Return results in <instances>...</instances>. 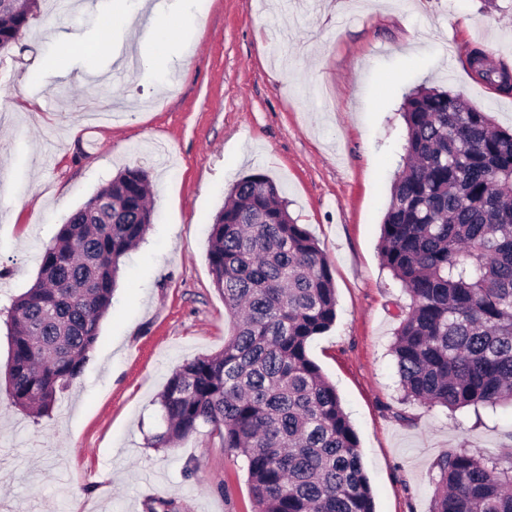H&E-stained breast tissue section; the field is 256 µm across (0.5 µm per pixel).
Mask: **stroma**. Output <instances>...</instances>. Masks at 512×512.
Segmentation results:
<instances>
[{
    "label": "stroma",
    "mask_w": 512,
    "mask_h": 512,
    "mask_svg": "<svg viewBox=\"0 0 512 512\" xmlns=\"http://www.w3.org/2000/svg\"><path fill=\"white\" fill-rule=\"evenodd\" d=\"M70 4L41 0L0 54V512H253L243 460L209 427L152 444L172 372L233 331L205 229L251 174L277 183L331 263L336 321L309 355L357 432L375 512H431L448 449H511V405L478 419L403 402L391 345L409 298L379 245L406 92L450 90L512 129V94L466 62L478 47L512 69V0H196L166 88L128 67L144 28L98 56L110 0ZM133 167L158 220L120 264L81 375L33 417L3 392L5 309L69 215Z\"/></svg>",
    "instance_id": "35a3bbf8"
}]
</instances>
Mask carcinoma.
<instances>
[{
    "instance_id": "1",
    "label": "carcinoma",
    "mask_w": 512,
    "mask_h": 512,
    "mask_svg": "<svg viewBox=\"0 0 512 512\" xmlns=\"http://www.w3.org/2000/svg\"><path fill=\"white\" fill-rule=\"evenodd\" d=\"M39 0H0V52ZM469 66L512 88L505 69ZM404 154L381 227L382 264L410 303L392 352L403 400L450 411L512 402V130L423 85L404 98ZM147 171L127 169L61 225L12 300L10 403L41 416L76 379L112 307L120 263L155 221ZM208 261L235 326L224 349L185 362L158 397L168 445L202 426L243 458L255 512H374L359 441L310 358L336 320L325 252L262 174L234 184L208 227ZM432 512H512V454L450 448Z\"/></svg>"
}]
</instances>
